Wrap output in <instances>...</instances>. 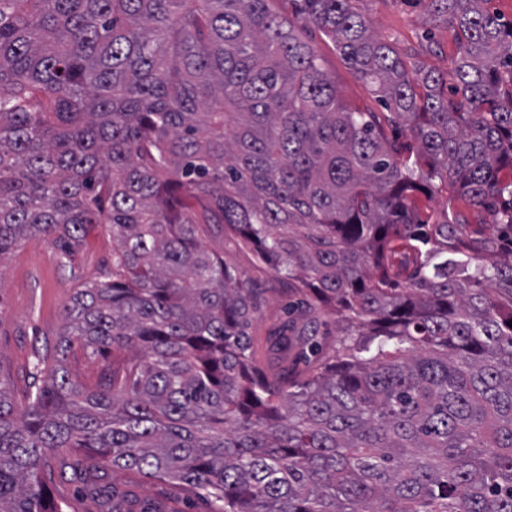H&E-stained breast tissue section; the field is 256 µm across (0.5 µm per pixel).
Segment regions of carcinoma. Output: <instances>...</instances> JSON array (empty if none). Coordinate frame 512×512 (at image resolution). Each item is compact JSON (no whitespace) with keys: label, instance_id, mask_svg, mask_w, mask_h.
<instances>
[{"label":"carcinoma","instance_id":"cac0c4a2","mask_svg":"<svg viewBox=\"0 0 512 512\" xmlns=\"http://www.w3.org/2000/svg\"><path fill=\"white\" fill-rule=\"evenodd\" d=\"M270 2L0 0V258L112 233L42 383L18 407L0 381V512H59L65 448L217 512H512V21L429 0L459 47L447 76L353 0ZM311 28L383 115L344 102ZM442 191L487 219L422 220ZM202 229L288 284L277 370L252 349L259 290ZM76 342L126 358L88 387Z\"/></svg>","mask_w":512,"mask_h":512}]
</instances>
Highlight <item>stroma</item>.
Segmentation results:
<instances>
[{
    "instance_id": "1",
    "label": "stroma",
    "mask_w": 512,
    "mask_h": 512,
    "mask_svg": "<svg viewBox=\"0 0 512 512\" xmlns=\"http://www.w3.org/2000/svg\"><path fill=\"white\" fill-rule=\"evenodd\" d=\"M356 8L375 35L394 40L412 52L416 62L439 73L449 72L457 53L454 33L433 17L428 0H357ZM327 73L343 100L371 112L381 106L369 88L356 80L318 31H310ZM206 247L223 256L263 291V307L251 334L261 360H270L265 339L285 321L288 296L282 283L258 258L254 248L228 235H206ZM112 259V236L105 225H86L69 253L52 241L24 238L0 261V382L13 399L27 387L41 384L37 368L52 358L63 327V310L77 288L101 278ZM51 498L60 512H103V492L115 489L124 512H141L152 503L157 512H215V503L201 491L176 483L147 481L131 472L101 467L95 477L79 480L71 468L54 469L47 478Z\"/></svg>"
}]
</instances>
